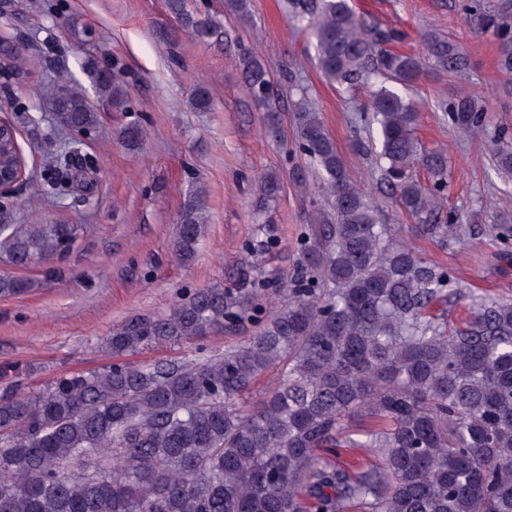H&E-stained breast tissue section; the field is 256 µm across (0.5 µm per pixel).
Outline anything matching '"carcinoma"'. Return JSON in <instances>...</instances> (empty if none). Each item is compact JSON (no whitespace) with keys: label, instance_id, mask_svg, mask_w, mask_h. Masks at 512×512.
<instances>
[{"label":"carcinoma","instance_id":"carcinoma-1","mask_svg":"<svg viewBox=\"0 0 512 512\" xmlns=\"http://www.w3.org/2000/svg\"><path fill=\"white\" fill-rule=\"evenodd\" d=\"M182 31L211 35V19L167 0ZM471 28L500 41L498 68L512 74V10L480 0L465 7ZM315 59L330 83L376 77L363 115L378 145L383 184L420 236L447 245L464 231L441 223L448 159L422 149L416 106L398 86L421 76L413 54L385 45L397 33L366 27L349 0H319L311 22ZM434 66L457 73L465 54L428 30ZM243 94L267 112L266 133L282 136L273 76L255 51H237ZM103 99L123 106L111 66L96 70ZM69 136L98 115L66 86L52 98ZM211 105L199 87L189 101ZM438 107L461 133L484 127L471 93ZM295 138L319 169L327 206L309 213L300 270L283 283L288 300L238 347L203 358L132 366L121 358L151 346L184 345L253 319V266L233 279L181 295L165 314H135L102 342L114 363L62 376L30 393L0 395V512H512V301H482L461 326L428 315L453 280L413 247L393 242L379 222L380 200L351 179L319 113L293 104ZM137 123L118 139L134 148ZM497 168L512 174V138L492 141ZM424 168L432 185L413 170ZM281 177H260L256 200L269 208ZM206 223L201 193L188 195L173 251L194 258ZM74 224H0V253L16 266L61 256ZM27 278L0 277V293L20 295ZM274 369L268 395L247 403L257 377Z\"/></svg>","mask_w":512,"mask_h":512}]
</instances>
